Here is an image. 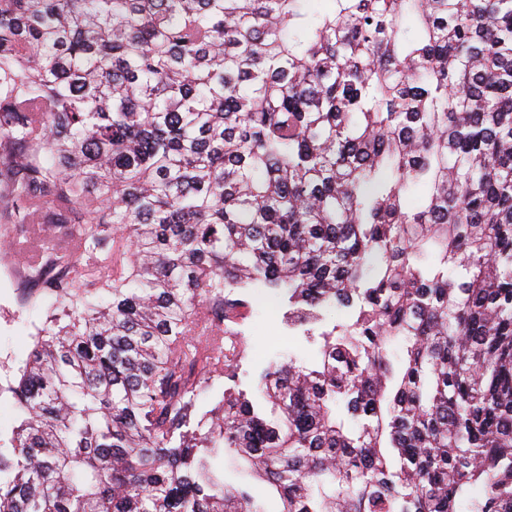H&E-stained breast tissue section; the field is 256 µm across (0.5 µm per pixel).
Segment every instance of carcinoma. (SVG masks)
Listing matches in <instances>:
<instances>
[{"mask_svg":"<svg viewBox=\"0 0 512 512\" xmlns=\"http://www.w3.org/2000/svg\"><path fill=\"white\" fill-rule=\"evenodd\" d=\"M2 170L79 257L0 512H512V0H0ZM255 289L320 342L250 395ZM221 469H224L225 483L248 489L263 502L267 512H278L281 509L277 493L269 485L254 479L242 463L224 454V459L221 460Z\"/></svg>","mask_w":512,"mask_h":512,"instance_id":"carcinoma-1","label":"carcinoma"}]
</instances>
